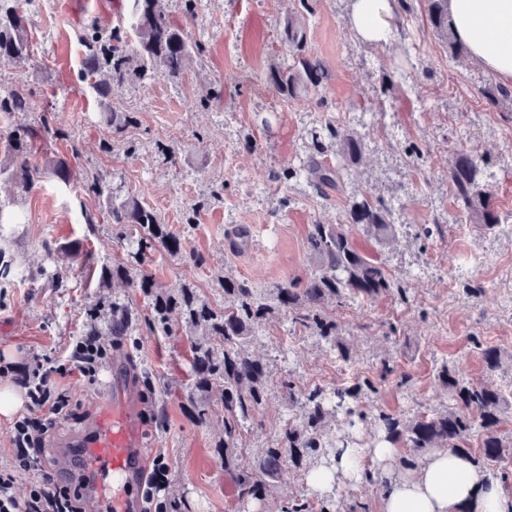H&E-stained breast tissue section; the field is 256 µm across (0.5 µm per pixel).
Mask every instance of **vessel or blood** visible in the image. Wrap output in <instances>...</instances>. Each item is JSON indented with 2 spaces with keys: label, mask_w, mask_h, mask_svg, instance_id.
<instances>
[{
  "label": "vessel or blood",
  "mask_w": 512,
  "mask_h": 512,
  "mask_svg": "<svg viewBox=\"0 0 512 512\" xmlns=\"http://www.w3.org/2000/svg\"><path fill=\"white\" fill-rule=\"evenodd\" d=\"M127 360L116 357L106 398L73 447L60 449L61 466L82 483L86 512H142L137 487L146 476L149 455L144 444L141 403L126 376Z\"/></svg>",
  "instance_id": "b4317fda"
}]
</instances>
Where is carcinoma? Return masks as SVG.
<instances>
[{
	"label": "carcinoma",
	"instance_id": "cac0c4a2",
	"mask_svg": "<svg viewBox=\"0 0 512 512\" xmlns=\"http://www.w3.org/2000/svg\"><path fill=\"white\" fill-rule=\"evenodd\" d=\"M17 0H0V62L32 60L27 17L20 13ZM446 0H427L428 21L433 31L455 56L467 53L457 43L448 27ZM127 17L134 31L130 43L121 27L102 29L91 23L81 42L84 53L79 81L96 98L102 118L118 137L134 122V115L112 103V87L164 77L172 82L181 79L184 62L192 52H203L183 36L182 28L166 14L162 0H127ZM284 33L293 49L295 61L270 69L269 81L282 95L292 99H310L328 79L322 63L305 51L306 32L303 22L292 17ZM26 97L17 92L0 95V115L9 116L26 108ZM42 130L28 126L9 131L6 159L0 161V178L11 180L23 194H30L38 185L39 168L32 165L35 137L44 140L66 136L41 120ZM364 144L353 132L325 125L311 133V144L302 161V171L317 188L341 187L339 169L326 163L331 150L349 163L357 161ZM482 168L479 160L466 153L456 154L448 165V180L456 198L466 210L471 223L491 226L500 217L480 184ZM87 190L99 203V213L108 216L116 234L125 233L128 225L137 228V250L123 260H114L100 267L99 287L112 281H127L150 298L149 325L165 335L172 333L170 317L176 313L191 329L199 330L205 340L196 346L193 367L194 384L190 399L221 387L224 402V440L219 443L224 457V471L233 475L242 497L257 498L282 476L285 466L309 469L330 463L338 445L347 443L344 436L325 429L328 416L343 411L349 426L370 422L380 439L391 446L401 443L408 456L399 459L404 469L416 466V460L433 448H448L474 459L490 476L503 484L512 476L502 470V463L512 458V439L501 435L499 424L507 403L505 392L493 382L473 385L458 370L448 365L441 368L438 379L448 396V408L411 419L382 411L367 413L358 400L376 391L373 380L356 377L348 385L330 390L299 388L292 380L280 384V393L288 406L300 410V418L288 423L272 441L257 453L242 446V433L248 430L257 410L273 391L266 365L247 349L249 342L269 314L284 310L291 322L314 333L336 351L345 364L352 362L350 351L338 336L336 320L327 312L328 303L345 299L372 300L395 292L403 294L390 277L383 263L360 251L353 241L352 230L363 231L379 245L396 235L397 227L387 221L388 208L379 198H351L346 203L343 224L310 225L307 249L316 260V269L299 283H284L273 288L274 304L244 281L224 278V306L216 308L201 298L190 283L175 288L159 286L142 265L146 250H162L171 256L182 253V240L167 229L158 214L135 195L120 196L113 192L106 172L96 171L85 177ZM92 317L86 329L100 330L105 324L112 336H126L138 313L118 297L98 298L87 309ZM488 373L502 366L503 355L496 347L481 346ZM480 438L477 446L467 443L473 430Z\"/></svg>",
	"mask_w": 512,
	"mask_h": 512
}]
</instances>
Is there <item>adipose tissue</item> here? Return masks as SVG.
Wrapping results in <instances>:
<instances>
[{
	"label": "adipose tissue",
	"mask_w": 512,
	"mask_h": 512,
	"mask_svg": "<svg viewBox=\"0 0 512 512\" xmlns=\"http://www.w3.org/2000/svg\"><path fill=\"white\" fill-rule=\"evenodd\" d=\"M448 23L473 62L512 84V0H447ZM349 25L371 45L389 44L396 31V0H349ZM356 449L345 448L330 467L312 469L308 482L316 492L334 482L359 477ZM512 512V496L466 456L442 450L411 477L388 475L381 512Z\"/></svg>",
	"instance_id": "obj_1"
}]
</instances>
